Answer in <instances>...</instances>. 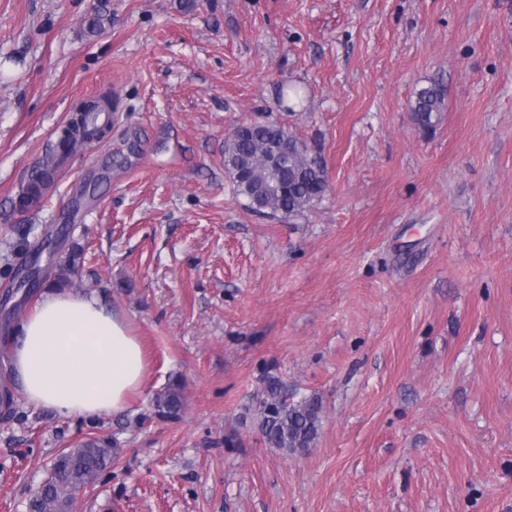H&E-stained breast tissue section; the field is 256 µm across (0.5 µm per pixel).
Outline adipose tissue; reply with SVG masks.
Here are the masks:
<instances>
[{
    "instance_id": "adipose-tissue-1",
    "label": "adipose tissue",
    "mask_w": 512,
    "mask_h": 512,
    "mask_svg": "<svg viewBox=\"0 0 512 512\" xmlns=\"http://www.w3.org/2000/svg\"><path fill=\"white\" fill-rule=\"evenodd\" d=\"M6 344L26 403L62 416L124 412L143 375L140 344L94 295L45 292Z\"/></svg>"
}]
</instances>
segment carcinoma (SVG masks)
<instances>
[{
    "mask_svg": "<svg viewBox=\"0 0 512 512\" xmlns=\"http://www.w3.org/2000/svg\"><path fill=\"white\" fill-rule=\"evenodd\" d=\"M444 93L432 80L415 92L410 106L411 120L425 136L441 121ZM112 93L95 102H81L75 116L62 129L50 158L36 172L35 180L49 185L54 181L57 161L69 157L79 141L102 139L107 127H88L90 113L112 111ZM224 168L234 176L235 192L247 207L259 214L292 217L321 200L328 188L322 158L305 141L282 125L256 123L238 126L224 144ZM53 282L70 288L80 274V254L73 251L58 261ZM183 393L172 385L159 394L154 413L176 420L183 411ZM254 421L263 442L285 452L308 449L316 443L321 428V404L315 397L294 401L271 377L253 409ZM114 444L90 439L57 458L55 473L42 486L34 500L37 512H68L70 495L94 482L112 463Z\"/></svg>",
    "mask_w": 512,
    "mask_h": 512,
    "instance_id": "1",
    "label": "carcinoma"
}]
</instances>
